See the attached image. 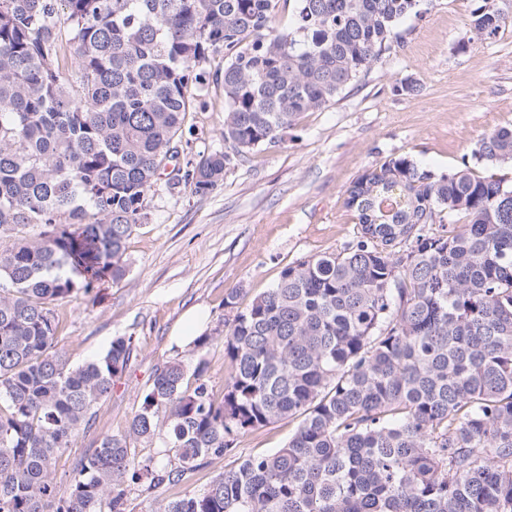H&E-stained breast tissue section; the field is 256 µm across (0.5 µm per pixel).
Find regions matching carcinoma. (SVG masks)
I'll return each instance as SVG.
<instances>
[{
	"mask_svg": "<svg viewBox=\"0 0 512 512\" xmlns=\"http://www.w3.org/2000/svg\"><path fill=\"white\" fill-rule=\"evenodd\" d=\"M422 2L0 0V239L39 228L0 243V512H129L126 483L176 486L283 419L298 420L283 447L156 512H512V183L467 161L363 173L345 191L356 241L286 265L243 310L224 298L221 400L204 363L191 386L168 361L127 433L101 436L64 484L54 468L133 347L118 336L70 363L54 307L124 278L158 182L215 190L231 156L280 145ZM502 23L480 5L459 48ZM213 86L225 150L193 155L185 119ZM471 158L512 160V127ZM130 437L158 439V457L135 458Z\"/></svg>",
	"mask_w": 512,
	"mask_h": 512,
	"instance_id": "obj_1",
	"label": "carcinoma"
}]
</instances>
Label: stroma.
I'll list each match as a JSON object with an SVG mask.
<instances>
[{"mask_svg": "<svg viewBox=\"0 0 512 512\" xmlns=\"http://www.w3.org/2000/svg\"><path fill=\"white\" fill-rule=\"evenodd\" d=\"M481 0H428L422 14L396 25L392 43L370 69L330 106L302 113L278 147L232 160L224 183L206 196L189 189L158 190L147 218L130 235L127 271L119 283L101 282L95 297L75 294L56 308L55 345L71 363L103 353L117 336L133 339L126 369L55 462L59 479L105 434L125 433L156 368L180 358L188 369L206 360V379L223 397L232 369L224 359V306L238 309L271 288L293 261L341 250L360 234L345 205L347 187L390 158L406 156L436 174L458 168L479 137L512 126V0H493L505 23L498 35L460 50L471 13ZM418 91L400 92L404 81ZM214 108L193 112V149L224 147V93ZM204 318L211 342L193 353L183 334L193 314ZM297 423L285 419L240 438L236 453L211 460L186 488L150 493L128 489L130 512H155L183 490L200 491L224 469L283 447Z\"/></svg>", "mask_w": 512, "mask_h": 512, "instance_id": "35a3bbf8", "label": "stroma"}]
</instances>
